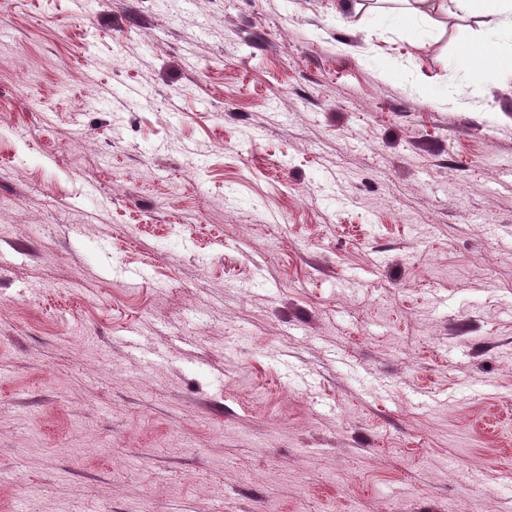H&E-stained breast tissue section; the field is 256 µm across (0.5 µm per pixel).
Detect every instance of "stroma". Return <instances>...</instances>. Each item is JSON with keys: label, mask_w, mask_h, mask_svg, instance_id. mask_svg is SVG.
Returning <instances> with one entry per match:
<instances>
[{"label": "stroma", "mask_w": 512, "mask_h": 512, "mask_svg": "<svg viewBox=\"0 0 512 512\" xmlns=\"http://www.w3.org/2000/svg\"><path fill=\"white\" fill-rule=\"evenodd\" d=\"M0 512H512V36L0 0Z\"/></svg>", "instance_id": "1"}]
</instances>
